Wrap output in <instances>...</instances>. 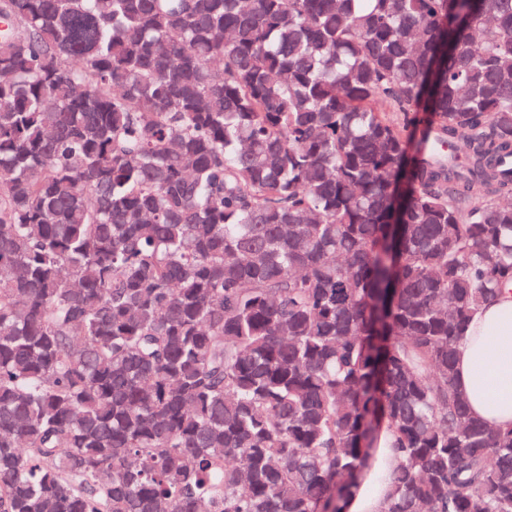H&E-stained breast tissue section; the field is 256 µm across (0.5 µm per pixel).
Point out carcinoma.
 <instances>
[{
  "instance_id": "obj_1",
  "label": "carcinoma",
  "mask_w": 512,
  "mask_h": 512,
  "mask_svg": "<svg viewBox=\"0 0 512 512\" xmlns=\"http://www.w3.org/2000/svg\"><path fill=\"white\" fill-rule=\"evenodd\" d=\"M0 512H512V0H0ZM456 384L473 416L512 427V284L473 315L459 347ZM393 436L383 430L380 435L378 462L364 475L361 485L348 504V512H379L386 494L387 474L398 464L397 454L391 448Z\"/></svg>"
}]
</instances>
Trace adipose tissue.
Returning <instances> with one entry per match:
<instances>
[{"label": "adipose tissue", "mask_w": 512, "mask_h": 512, "mask_svg": "<svg viewBox=\"0 0 512 512\" xmlns=\"http://www.w3.org/2000/svg\"><path fill=\"white\" fill-rule=\"evenodd\" d=\"M456 384L473 416L498 427H512V285L472 317L459 347ZM389 432L380 435L377 463L364 475L348 512H380L387 474L398 464Z\"/></svg>", "instance_id": "adipose-tissue-1"}]
</instances>
